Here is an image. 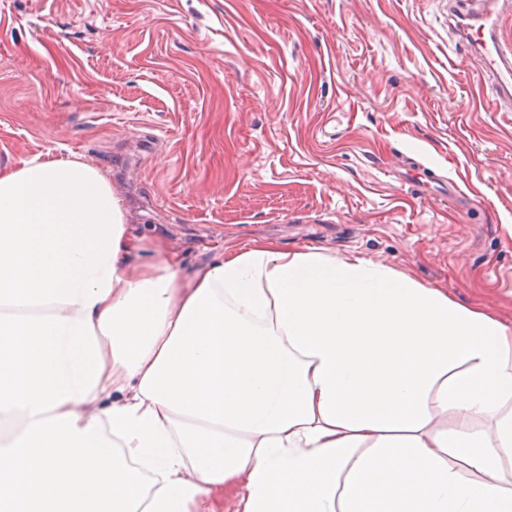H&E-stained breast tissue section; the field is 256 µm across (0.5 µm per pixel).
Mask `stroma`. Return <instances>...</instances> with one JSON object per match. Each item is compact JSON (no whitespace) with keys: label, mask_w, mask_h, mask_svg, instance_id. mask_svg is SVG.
I'll list each match as a JSON object with an SVG mask.
<instances>
[{"label":"stroma","mask_w":512,"mask_h":512,"mask_svg":"<svg viewBox=\"0 0 512 512\" xmlns=\"http://www.w3.org/2000/svg\"><path fill=\"white\" fill-rule=\"evenodd\" d=\"M38 154L185 272L271 238L512 326V112L448 0H0V170Z\"/></svg>","instance_id":"obj_1"}]
</instances>
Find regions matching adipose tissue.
Here are the masks:
<instances>
[{"label":"adipose tissue","instance_id":"obj_1","mask_svg":"<svg viewBox=\"0 0 512 512\" xmlns=\"http://www.w3.org/2000/svg\"><path fill=\"white\" fill-rule=\"evenodd\" d=\"M139 249L95 166L0 170V512L512 505L511 327L320 248Z\"/></svg>","mask_w":512,"mask_h":512}]
</instances>
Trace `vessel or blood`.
Listing matches in <instances>:
<instances>
[{
  "mask_svg": "<svg viewBox=\"0 0 512 512\" xmlns=\"http://www.w3.org/2000/svg\"><path fill=\"white\" fill-rule=\"evenodd\" d=\"M511 13L512 0H468L466 9L448 16L449 28L483 57L497 96L506 104L512 102V47L502 43L499 21Z\"/></svg>",
  "mask_w": 512,
  "mask_h": 512,
  "instance_id": "vessel-or-blood-1",
  "label": "vessel or blood"
}]
</instances>
